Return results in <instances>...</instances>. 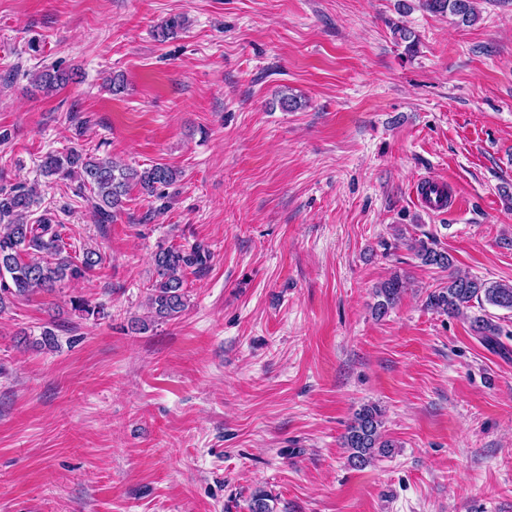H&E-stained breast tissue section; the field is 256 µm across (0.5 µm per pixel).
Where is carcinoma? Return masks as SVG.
I'll return each mask as SVG.
<instances>
[{"label": "carcinoma", "mask_w": 512, "mask_h": 512, "mask_svg": "<svg viewBox=\"0 0 512 512\" xmlns=\"http://www.w3.org/2000/svg\"><path fill=\"white\" fill-rule=\"evenodd\" d=\"M422 6L434 14H451L459 22L468 24L476 20V0H423ZM73 79V74L55 66L46 67L34 75V85L53 92ZM46 177L55 176L78 183V189L91 193V207L98 224L114 220L124 205L129 189L137 186L148 195L174 185L181 171L167 164L156 163L143 169L123 167L108 158H100L77 149L66 153L49 152L39 164ZM39 199L35 188L17 185L0 188V308L8 300H26L38 291L54 288L64 280L79 279L102 262L94 251L83 253L76 263L62 256L60 236L52 219L41 215L31 220L33 208ZM416 257L425 266L447 270L452 258L445 250H438L420 240L414 246ZM209 255L201 247L186 251L177 247L159 249L153 257L155 279L149 288V307L155 320L178 317L186 308L183 288L185 271L202 268ZM407 283L394 275L375 290L378 298L373 306L374 315L382 318L397 303ZM512 312V284H489L478 278L462 274H448V284L431 292L426 299L430 309L459 315L470 307L473 300ZM471 328L490 349L500 348V325L489 317L473 319ZM382 412L375 404H366L355 413L343 435V447L348 452V463L364 468L381 456L391 454L395 444L384 438L381 428Z\"/></svg>", "instance_id": "carcinoma-1"}]
</instances>
